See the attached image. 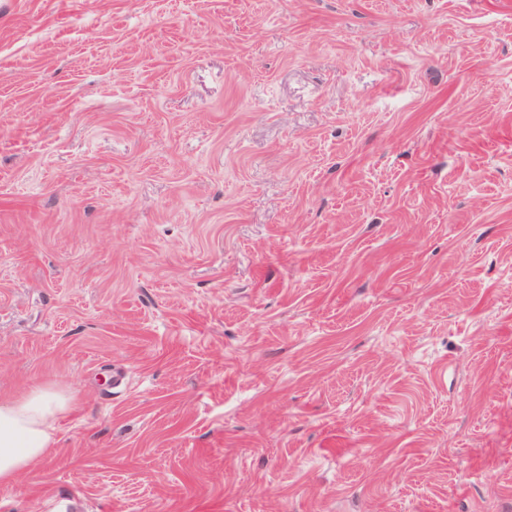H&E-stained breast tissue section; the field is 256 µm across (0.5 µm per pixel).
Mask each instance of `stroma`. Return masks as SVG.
I'll list each match as a JSON object with an SVG mask.
<instances>
[{
	"label": "stroma",
	"instance_id": "obj_1",
	"mask_svg": "<svg viewBox=\"0 0 512 512\" xmlns=\"http://www.w3.org/2000/svg\"><path fill=\"white\" fill-rule=\"evenodd\" d=\"M37 384L0 512H512V0H0ZM71 399L44 386L0 399V487L10 486L32 460L49 456Z\"/></svg>",
	"mask_w": 512,
	"mask_h": 512
}]
</instances>
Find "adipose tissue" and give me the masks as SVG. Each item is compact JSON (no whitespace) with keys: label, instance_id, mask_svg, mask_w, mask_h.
<instances>
[{"label":"adipose tissue","instance_id":"1","mask_svg":"<svg viewBox=\"0 0 512 512\" xmlns=\"http://www.w3.org/2000/svg\"><path fill=\"white\" fill-rule=\"evenodd\" d=\"M70 402V396L44 386L0 399V487L10 486L32 460L49 456Z\"/></svg>","mask_w":512,"mask_h":512}]
</instances>
